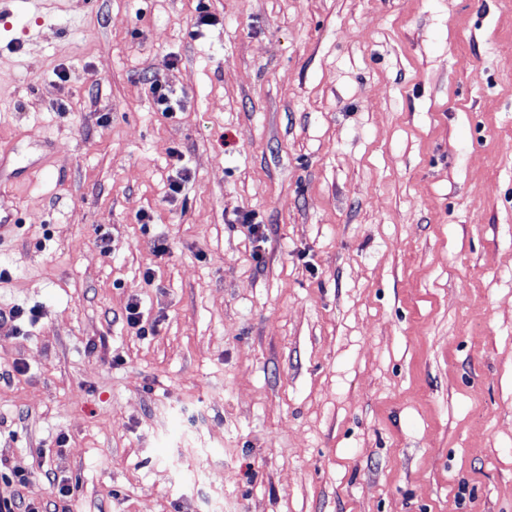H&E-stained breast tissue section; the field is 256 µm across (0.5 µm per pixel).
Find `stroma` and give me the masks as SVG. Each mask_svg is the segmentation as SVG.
Returning a JSON list of instances; mask_svg holds the SVG:
<instances>
[{"mask_svg": "<svg viewBox=\"0 0 512 512\" xmlns=\"http://www.w3.org/2000/svg\"><path fill=\"white\" fill-rule=\"evenodd\" d=\"M199 1L0 0V497L512 512V0Z\"/></svg>", "mask_w": 512, "mask_h": 512, "instance_id": "35a3bbf8", "label": "stroma"}]
</instances>
